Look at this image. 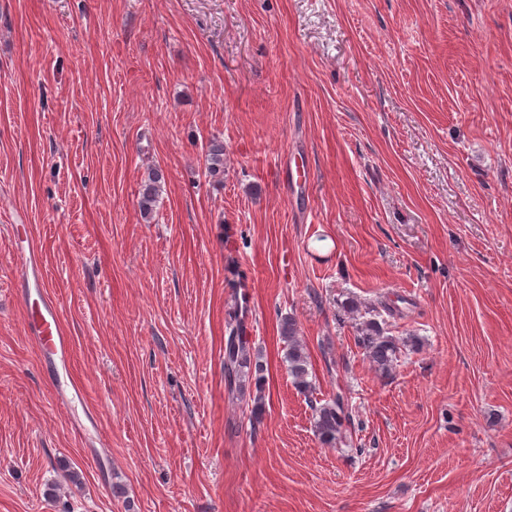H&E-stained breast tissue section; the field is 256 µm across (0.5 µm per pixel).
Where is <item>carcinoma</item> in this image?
I'll use <instances>...</instances> for the list:
<instances>
[{
	"instance_id": "1",
	"label": "carcinoma",
	"mask_w": 512,
	"mask_h": 512,
	"mask_svg": "<svg viewBox=\"0 0 512 512\" xmlns=\"http://www.w3.org/2000/svg\"><path fill=\"white\" fill-rule=\"evenodd\" d=\"M207 160L210 174L218 175L224 172L223 142L217 139L209 141ZM162 182V170L155 168L148 172L141 185L139 208L146 218L152 215L156 207L162 192ZM244 314L243 309H235L227 323L228 336L224 341V379L228 395L239 401L247 398V382L253 380L256 386H261L263 371V365L251 354L250 347L244 339ZM356 331V344L364 351L376 371L384 377L390 376L399 352L397 340L384 335L381 324L375 318L357 324ZM280 336L286 347L284 361L287 363L288 374L292 377L296 389L311 398L314 392L309 381L311 361L293 317L288 316L281 320ZM310 404L313 411V429L318 439L328 446L343 442L347 428L351 427L353 422L344 397L338 394L324 403L311 400Z\"/></svg>"
}]
</instances>
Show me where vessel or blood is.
Instances as JSON below:
<instances>
[{
	"label": "vessel or blood",
	"mask_w": 512,
	"mask_h": 512,
	"mask_svg": "<svg viewBox=\"0 0 512 512\" xmlns=\"http://www.w3.org/2000/svg\"><path fill=\"white\" fill-rule=\"evenodd\" d=\"M18 263V290L21 295H30L32 289H39L37 305L27 310L24 327L38 349L46 367L70 359V338L60 322V309L57 301L43 293L44 285L35 249L30 245H19L16 252Z\"/></svg>",
	"instance_id": "b4317fda"
}]
</instances>
